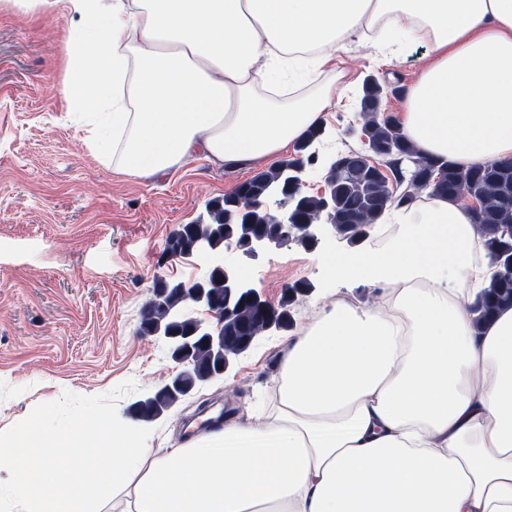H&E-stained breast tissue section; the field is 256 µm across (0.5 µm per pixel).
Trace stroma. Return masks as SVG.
<instances>
[{
	"instance_id": "obj_1",
	"label": "stroma",
	"mask_w": 512,
	"mask_h": 512,
	"mask_svg": "<svg viewBox=\"0 0 512 512\" xmlns=\"http://www.w3.org/2000/svg\"><path fill=\"white\" fill-rule=\"evenodd\" d=\"M71 17L27 13L0 0V430L38 427L50 412L68 417L93 408L108 424L126 420L128 406L169 377L173 367L153 337L139 331V314L159 277L200 276L196 258L159 266L169 234L195 222L207 203L231 194L245 172L213 166L203 156L151 179L102 166L63 122L59 95ZM366 44L353 45L339 65L343 78L308 74L299 94L330 86L325 150L358 148L362 85L367 77L406 86L412 60L373 62ZM313 248L288 244L244 266L245 278L271 304L287 286L304 281L288 330L263 336L240 355L224 380L147 423L144 445L154 456L185 447L198 406L212 401L246 425L263 423L274 406L283 353L336 300L374 309L382 291L366 283L336 282L324 263L346 252L328 230Z\"/></svg>"
}]
</instances>
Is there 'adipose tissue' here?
I'll list each match as a JSON object with an SVG mask.
<instances>
[{"label":"adipose tissue","instance_id":"adipose-tissue-1","mask_svg":"<svg viewBox=\"0 0 512 512\" xmlns=\"http://www.w3.org/2000/svg\"><path fill=\"white\" fill-rule=\"evenodd\" d=\"M75 15L60 93L104 166L155 178L203 155L248 169L319 123L356 43L414 79L395 120L415 151L469 168L512 161V0H15ZM371 253L333 254L332 279L381 307L332 304L287 346L269 421L223 426L163 458L135 420L93 412L0 435V512H512V307L470 306L491 278L467 206H391ZM54 487L55 499L39 493Z\"/></svg>","mask_w":512,"mask_h":512}]
</instances>
